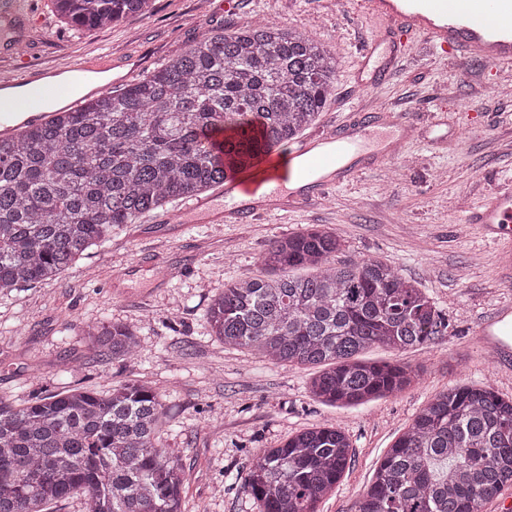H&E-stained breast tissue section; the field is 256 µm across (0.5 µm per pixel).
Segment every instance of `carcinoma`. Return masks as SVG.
<instances>
[{"label":"carcinoma","instance_id":"1","mask_svg":"<svg viewBox=\"0 0 512 512\" xmlns=\"http://www.w3.org/2000/svg\"><path fill=\"white\" fill-rule=\"evenodd\" d=\"M76 29L143 14L150 0H54ZM338 63L278 24L219 31L119 91L79 96L0 137V289L55 279L112 229L203 195L296 140L335 88ZM223 133L222 142L212 140ZM342 242L311 226L272 239L263 274L224 286L210 334L272 364L318 367L310 393L361 405L411 386L419 371L360 358L448 335L416 283L374 257L336 264ZM313 273L297 276L294 271ZM100 355L128 359L125 325L86 326ZM163 405L151 385L74 387L26 404L0 399V512H50L74 495L85 512H180L184 466L157 445ZM352 459L335 424L299 431L258 454L243 488L259 512H318ZM512 486V399L475 385L436 395L376 467L356 512H482Z\"/></svg>","mask_w":512,"mask_h":512}]
</instances>
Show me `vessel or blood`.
Listing matches in <instances>:
<instances>
[{
	"mask_svg": "<svg viewBox=\"0 0 512 512\" xmlns=\"http://www.w3.org/2000/svg\"><path fill=\"white\" fill-rule=\"evenodd\" d=\"M362 14L384 20L386 27L368 41L360 55L358 83L368 89L379 85L397 60L396 46L403 33L421 35L443 55H456L512 70V0H359ZM34 0H0V61L16 59V46L23 42L33 18ZM51 69H29L15 77H1L0 87L26 85L30 118H39L37 104L58 95L50 84ZM411 125L394 117L380 124L363 123L342 134L312 137L299 143L293 157L304 163L302 185L289 187L286 168L280 167V152L261 163L257 178L228 175L210 198L188 204L183 216L194 224L254 223L267 213L268 203L287 198L297 208L320 197L328 188L361 176L372 166L385 163L411 137ZM464 223L494 244L493 263L502 279L512 278V180L499 181L487 202L469 208ZM479 340L494 359L512 353V302L497 304L476 330Z\"/></svg>",
	"mask_w": 512,
	"mask_h": 512,
	"instance_id": "b4317fda",
	"label": "vessel or blood"
}]
</instances>
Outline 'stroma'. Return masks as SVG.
<instances>
[{"mask_svg":"<svg viewBox=\"0 0 512 512\" xmlns=\"http://www.w3.org/2000/svg\"><path fill=\"white\" fill-rule=\"evenodd\" d=\"M152 0L149 13L105 28L75 29L53 0H38L20 59L0 65L104 63L120 89L159 68L191 42L255 21L278 23L323 44L340 68L336 89L309 134L342 131L363 115L403 118L414 138L394 159L327 191L298 209L253 224H157L151 216L114 229L55 280L0 290V398L16 404L63 386L104 389L131 380L161 395L167 422L160 444L185 469L181 512H258L242 486L253 459L296 431L332 423L352 443V460L319 512H355V503L399 434L436 394L459 384L487 385L512 399V371L482 351L479 321L512 300L500 281L493 245L461 221V212L491 196L496 179L512 178V96L487 87L495 74L482 64L436 54L410 36L384 82L357 85L360 47L382 30L354 0ZM311 224L332 228L343 242L337 262L375 257L424 288L448 319L433 347L364 359L410 364L416 383L357 407L314 399L313 369L275 366L210 336L206 319L225 283L258 275L271 239ZM121 322L136 331L140 351L128 360L96 356L82 329Z\"/></svg>","mask_w":512,"mask_h":512,"instance_id":"obj_1","label":"stroma"}]
</instances>
